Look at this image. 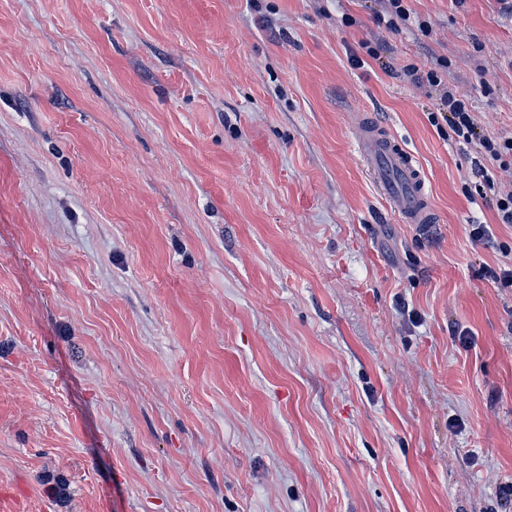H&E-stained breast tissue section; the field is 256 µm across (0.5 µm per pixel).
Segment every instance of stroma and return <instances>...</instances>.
<instances>
[{"label":"stroma","instance_id":"1","mask_svg":"<svg viewBox=\"0 0 512 512\" xmlns=\"http://www.w3.org/2000/svg\"><path fill=\"white\" fill-rule=\"evenodd\" d=\"M405 6L0 0L14 512H512V291L475 275L512 224L405 74L448 59L511 133L512 0ZM361 113L435 223L376 193ZM385 13L379 16L378 22L390 31L398 30V20L407 21L410 18L408 9L403 5L405 0H386ZM356 127V150L374 187L395 215L404 224L434 223L425 179L412 155L364 115L359 116Z\"/></svg>","mask_w":512,"mask_h":512}]
</instances>
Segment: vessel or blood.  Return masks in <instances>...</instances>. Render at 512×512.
<instances>
[{
  "label": "vessel or blood",
  "instance_id": "b4317fda",
  "mask_svg": "<svg viewBox=\"0 0 512 512\" xmlns=\"http://www.w3.org/2000/svg\"><path fill=\"white\" fill-rule=\"evenodd\" d=\"M356 127V150L374 187L395 215L406 224L434 223L425 179L411 154L367 117H359Z\"/></svg>",
  "mask_w": 512,
  "mask_h": 512
}]
</instances>
